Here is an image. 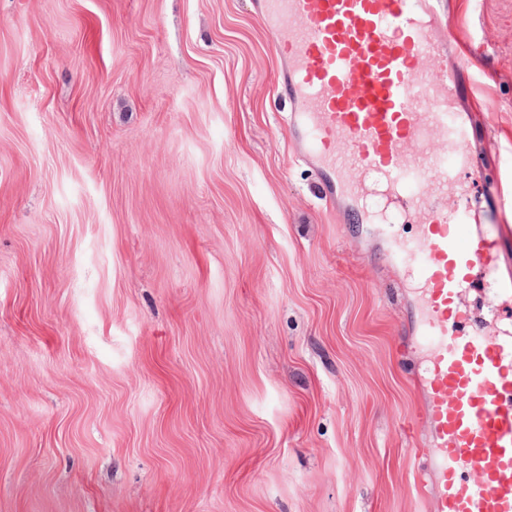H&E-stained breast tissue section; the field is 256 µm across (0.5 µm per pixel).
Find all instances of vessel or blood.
<instances>
[{
    "instance_id": "1",
    "label": "vessel or blood",
    "mask_w": 512,
    "mask_h": 512,
    "mask_svg": "<svg viewBox=\"0 0 512 512\" xmlns=\"http://www.w3.org/2000/svg\"><path fill=\"white\" fill-rule=\"evenodd\" d=\"M441 0H259L286 60L280 93L289 129L314 162L326 203L349 222L391 223L417 212L422 237L384 235V257L419 283L415 335L430 353L424 415L434 455L423 471L429 512H512V335L465 331L456 301L474 271L494 274L501 225L475 230L448 208L461 174L486 181L468 152L473 125L456 109L466 64L446 59ZM445 151L432 157L433 144Z\"/></svg>"
}]
</instances>
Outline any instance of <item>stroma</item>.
<instances>
[{"instance_id":"35a3bbf8","label":"stroma","mask_w":512,"mask_h":512,"mask_svg":"<svg viewBox=\"0 0 512 512\" xmlns=\"http://www.w3.org/2000/svg\"><path fill=\"white\" fill-rule=\"evenodd\" d=\"M512 196V0H450ZM255 0H0V512H422L415 280L321 200ZM460 297L469 326L512 331Z\"/></svg>"}]
</instances>
